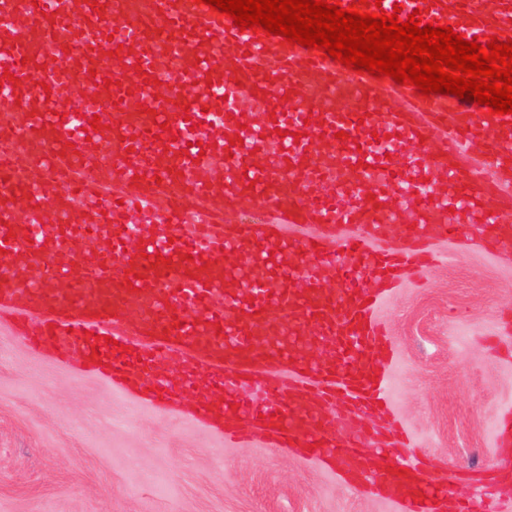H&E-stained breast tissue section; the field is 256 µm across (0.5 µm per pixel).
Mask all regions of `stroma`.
Segmentation results:
<instances>
[{
	"mask_svg": "<svg viewBox=\"0 0 512 512\" xmlns=\"http://www.w3.org/2000/svg\"><path fill=\"white\" fill-rule=\"evenodd\" d=\"M441 258L378 309L395 348L389 400L409 456L463 496L512 488V360L489 338L512 317V254L436 245ZM0 512H401L326 463L241 445L113 389L74 359L30 349L0 314Z\"/></svg>",
	"mask_w": 512,
	"mask_h": 512,
	"instance_id": "obj_1",
	"label": "stroma"
}]
</instances>
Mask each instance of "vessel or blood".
<instances>
[{
	"instance_id": "vessel-or-blood-1",
	"label": "vessel or blood",
	"mask_w": 512,
	"mask_h": 512,
	"mask_svg": "<svg viewBox=\"0 0 512 512\" xmlns=\"http://www.w3.org/2000/svg\"><path fill=\"white\" fill-rule=\"evenodd\" d=\"M381 6L512 38V0ZM0 56L27 61L0 95L30 160L0 181V309L28 311L27 344L164 409L193 394L234 441L310 449L361 491L441 512L447 490L395 473L363 425L387 412L394 356L376 312L433 242L512 248V115L240 31L200 0H47ZM32 81L50 97L16 98ZM91 103L97 128L77 115ZM245 202L273 224L230 222Z\"/></svg>"
}]
</instances>
